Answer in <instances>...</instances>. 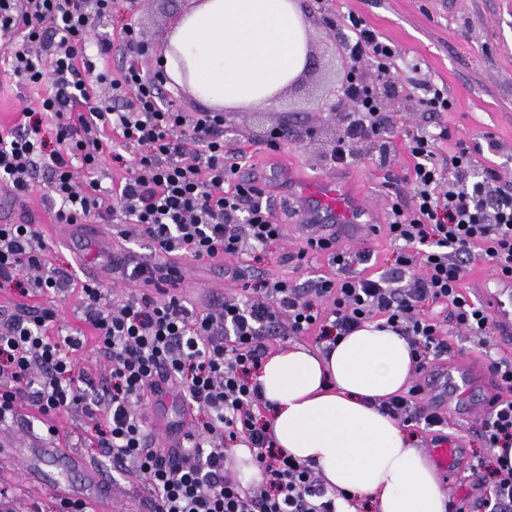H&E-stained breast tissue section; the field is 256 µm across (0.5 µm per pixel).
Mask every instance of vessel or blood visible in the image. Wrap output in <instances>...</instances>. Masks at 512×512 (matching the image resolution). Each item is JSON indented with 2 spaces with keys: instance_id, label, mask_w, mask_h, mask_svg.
Masks as SVG:
<instances>
[{
  "instance_id": "obj_1",
  "label": "vessel or blood",
  "mask_w": 512,
  "mask_h": 512,
  "mask_svg": "<svg viewBox=\"0 0 512 512\" xmlns=\"http://www.w3.org/2000/svg\"><path fill=\"white\" fill-rule=\"evenodd\" d=\"M291 206L297 224L320 228L324 235L341 241L362 242L376 237L378 225L367 221L368 205L364 192L332 176L313 181L291 180ZM473 296L486 305L494 319V336L500 348L512 352V276L500 273L481 276L471 285ZM421 384L429 404L454 420L471 421L489 411L492 390H484L478 403L468 397L478 381L466 365L439 364L423 376ZM4 457H17L25 469L26 479L47 487L61 501L78 499L96 493L111 499L112 489L103 485L98 472L72 449L54 444L39 448H4Z\"/></svg>"
}]
</instances>
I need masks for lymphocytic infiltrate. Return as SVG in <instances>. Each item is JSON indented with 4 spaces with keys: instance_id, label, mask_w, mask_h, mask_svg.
<instances>
[{
    "instance_id": "lymphocytic-infiltrate-1",
    "label": "lymphocytic infiltrate",
    "mask_w": 512,
    "mask_h": 512,
    "mask_svg": "<svg viewBox=\"0 0 512 512\" xmlns=\"http://www.w3.org/2000/svg\"><path fill=\"white\" fill-rule=\"evenodd\" d=\"M113 0H0V48L13 75L41 85L52 71L50 90L39 109L55 121L53 138L41 122L0 128V186L25 197L40 168L50 173L45 199L54 218L83 224L122 216L138 236L149 240L155 259L130 254L113 258L125 281L138 290L122 303H104L95 282H83L86 331L54 334L55 309L37 306L14 316L0 332V422L29 406L47 433H56V415L82 403L76 357L95 341L111 364L103 393L107 416L96 439L118 468L133 467L147 485L155 512H336L335 494L313 469L274 448L258 423L261 395L252 376L267 353L264 337L311 336L329 341L375 318L409 336L416 383L383 400L389 414L414 426H443L444 417L424 405L419 376L448 351L441 322L431 306L446 309L447 322L482 347L491 342L486 309L463 293L466 262L480 252L495 267L512 271V192L499 187L487 170L482 182L467 184L478 161L462 147L440 164L429 135L411 137L414 203L392 205L386 233L398 242L394 273L420 269L407 289L391 287L389 275L347 276L352 261H369V251H332L337 276L312 280L301 290L285 280L261 279L244 302L224 301L218 314H201L175 293L155 289L177 271L171 257L242 259L278 241L283 226L259 195L231 174L240 164L224 154L222 113L187 118L164 103L160 83L137 61L119 78L108 72L112 97L94 100L85 72L94 64L85 41L94 24L112 13ZM353 39L343 50L353 64H368L390 77L395 45L356 16ZM350 100L345 135L331 156L348 164L356 142L378 129L382 104L374 87L357 77L342 88ZM128 100L125 109L117 108ZM120 142L112 148L105 139ZM122 170V179L103 190L97 177L104 160ZM245 223H236L240 212ZM42 234L35 224H0V288L44 296L70 287L47 269ZM392 272V273H393ZM94 338H87V331ZM494 381L506 396L481 422L491 448L512 446V359H492ZM177 392L188 416L176 425L178 447L157 446L137 407L145 395ZM247 441L264 480L245 490L231 475L226 448Z\"/></svg>"
}]
</instances>
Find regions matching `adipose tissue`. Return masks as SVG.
I'll return each instance as SVG.
<instances>
[{
	"label": "adipose tissue",
	"mask_w": 512,
	"mask_h": 512,
	"mask_svg": "<svg viewBox=\"0 0 512 512\" xmlns=\"http://www.w3.org/2000/svg\"><path fill=\"white\" fill-rule=\"evenodd\" d=\"M308 25L299 0H196L172 29L165 69L206 104H271L304 69ZM412 347L382 320L330 350L281 344L255 381L276 448L337 492L336 512H448L434 465L381 400L406 392Z\"/></svg>",
	"instance_id": "1"
}]
</instances>
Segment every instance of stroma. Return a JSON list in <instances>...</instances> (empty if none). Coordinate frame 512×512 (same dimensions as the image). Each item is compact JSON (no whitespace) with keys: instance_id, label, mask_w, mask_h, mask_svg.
<instances>
[{"instance_id":"obj_1","label":"stroma","mask_w":512,"mask_h":512,"mask_svg":"<svg viewBox=\"0 0 512 512\" xmlns=\"http://www.w3.org/2000/svg\"><path fill=\"white\" fill-rule=\"evenodd\" d=\"M300 4L309 22L310 40L324 54H331L335 44L352 37L347 20L351 13L391 41L398 49L396 74L386 80L365 65L360 66L359 74L379 90L394 85L397 95L381 99L379 136L358 144L349 165L334 168L329 166L326 155L344 129L329 121L321 110L323 98L338 92L333 65L301 75L273 106L226 111L224 149L245 153V172L266 181L288 162L303 179L337 176L369 192L372 204L381 211L379 221L384 224L392 203L405 208L413 203V158L408 140L423 130L434 135V150L439 158L453 154L460 142L477 148L479 164L470 172V181L480 180L486 169L492 168L503 183L512 185V0H326L322 5L317 0H300ZM185 6V0H116L112 15L100 20L88 34L86 50L89 55L99 56L100 43L118 41L121 28L130 24L150 45L144 66L158 69L161 33L170 15L183 11ZM99 58L100 66L114 76L127 63L116 48ZM427 82L445 85L453 101L452 109L436 118L429 117L420 105ZM39 94V89L24 85L12 75L0 53V126L12 125L21 107L35 106ZM284 125L292 129V137L279 141L277 149H267L265 143L271 130ZM47 180V172H38L33 191L17 203V216L39 225L48 266L75 281H83L85 271L96 265L95 252L88 243L81 250H74L52 234L47 222L49 210L43 200ZM268 201L284 226V235L261 253L251 272L240 273L238 262L233 260L179 257L186 276L179 294L188 306L208 312L214 301L244 300L242 282L259 277L283 279L303 288L318 276L335 275L336 268L326 255L314 253L298 259L307 231L293 223L282 195L269 193ZM42 302L57 310L61 334L84 329L85 305L77 289H61L43 297ZM138 411L159 439L167 435L171 423L180 419L183 403L170 393L142 401ZM104 416L101 410L91 417L82 407H72L59 414L56 425L60 437L70 441L111 484L108 512H139L138 498L146 494V487L132 470L106 467L102 448L90 436L95 421ZM479 428V423L461 422L449 424L447 429L449 442L458 448L456 471L447 490L455 512H472L493 491L491 482L478 485L470 476L471 464L492 454L485 447ZM1 470L11 476L14 496L8 502L10 512H23L33 501L54 505L55 499L48 490L26 486L19 462L0 459Z\"/></svg>"}]
</instances>
